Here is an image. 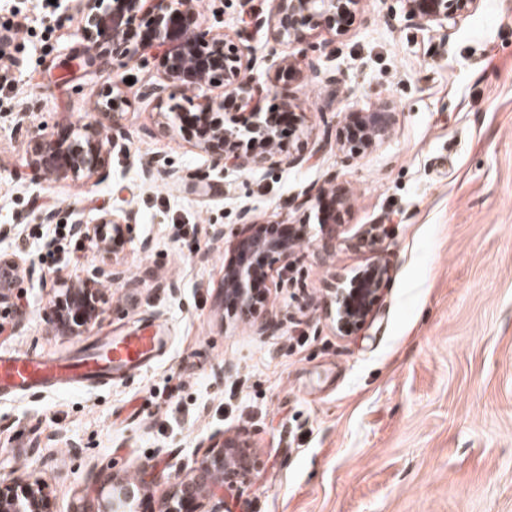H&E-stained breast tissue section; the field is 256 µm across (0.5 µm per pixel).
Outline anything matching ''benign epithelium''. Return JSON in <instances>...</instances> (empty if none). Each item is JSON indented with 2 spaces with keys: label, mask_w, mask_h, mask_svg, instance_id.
Returning <instances> with one entry per match:
<instances>
[{
  "label": "benign epithelium",
  "mask_w": 512,
  "mask_h": 512,
  "mask_svg": "<svg viewBox=\"0 0 512 512\" xmlns=\"http://www.w3.org/2000/svg\"><path fill=\"white\" fill-rule=\"evenodd\" d=\"M270 35L276 42L300 46L298 55L306 57L298 24L309 16L323 23L340 21L348 0H275ZM409 17L421 24L453 28L457 18L474 9L480 0H401ZM83 24L80 37L86 55L74 59L77 69L112 64L122 67L139 55L136 22L146 20L147 35L160 45L169 46L163 60V82L152 83L143 96L175 98L178 90L191 88L203 92L219 81L226 97L247 105L252 121L246 126L248 140L241 139L235 119L224 120V101H208L192 114L199 133L201 149L211 153L218 163L238 168L252 164L271 165L286 162L299 165L305 161L302 151L281 157L279 141L280 113L261 111L263 89L254 84L243 68L239 50L224 41V35L201 28L197 0H79ZM129 100L123 89L114 85L103 91L98 113L110 125L99 120L83 124L75 136L62 138L53 133H36L35 159L32 167L42 176L53 178H91L108 164L109 150L127 139L121 127ZM391 113L350 112L344 126V143L351 155L359 156L381 143L390 133ZM250 148L264 146L261 154L241 152L242 144ZM137 224L131 209L104 210L87 222L72 223L71 233L106 258L113 255L115 243L133 238ZM299 236L285 234L278 224H258L250 210L239 214V228L234 236L236 260L224 268V300L242 320H249L260 309L255 283L268 280L270 264L281 262L291 267ZM122 278L113 263L95 267L79 284L62 289L52 305L50 327L55 331L78 336L88 329L100 313L95 288L102 280ZM390 281L389 268L381 263L359 271L353 282L334 278L328 291L329 310L336 328L344 335L362 327L370 317L384 287ZM202 457L196 467L178 478L164 502L162 512H231L218 489L246 482L253 469L248 443L239 437L212 435L202 445ZM108 494L101 498L94 512H136L133 508L136 485L117 478L107 479ZM0 512H50L44 482L36 478L5 483L0 479Z\"/></svg>",
  "instance_id": "obj_1"
}]
</instances>
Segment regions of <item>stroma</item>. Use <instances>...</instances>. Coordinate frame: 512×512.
<instances>
[{"label": "stroma", "instance_id": "1", "mask_svg": "<svg viewBox=\"0 0 512 512\" xmlns=\"http://www.w3.org/2000/svg\"><path fill=\"white\" fill-rule=\"evenodd\" d=\"M200 24L223 33L264 89L290 111L282 146L300 165L226 170L196 145L168 101L162 48L121 70H70L81 48L76 0H0V253L21 250L38 275L0 308V349L71 354L149 318L171 338L162 359L100 390L0 397V479L39 477L53 512H95L106 478L144 481L139 512H161L173 479L215 433L246 440L257 462L231 512H512V0H481L454 31L410 20L400 0H357L340 26L305 20L323 46L317 71L289 68L274 42V0H200ZM122 82L124 148L89 179H34L37 130L96 117ZM386 108L388 137L349 158L351 112ZM152 177H144L147 167ZM347 189L327 235L316 195ZM304 231L293 268L275 264L255 317L224 304V268L241 207ZM135 210L101 312L78 336L50 332L64 282L101 265L89 246L42 257L57 225ZM53 211L56 221L40 223ZM372 224L388 233L359 245ZM224 230L223 240L213 238ZM391 279L350 335L329 316L328 285L372 263Z\"/></svg>", "mask_w": 512, "mask_h": 512}]
</instances>
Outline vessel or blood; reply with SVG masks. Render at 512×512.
I'll return each mask as SVG.
<instances>
[{"label":"vessel or blood","instance_id":"obj_1","mask_svg":"<svg viewBox=\"0 0 512 512\" xmlns=\"http://www.w3.org/2000/svg\"><path fill=\"white\" fill-rule=\"evenodd\" d=\"M165 347L162 327L150 322L121 336H103L72 356L0 352V395L105 389L114 379L149 366Z\"/></svg>","mask_w":512,"mask_h":512}]
</instances>
